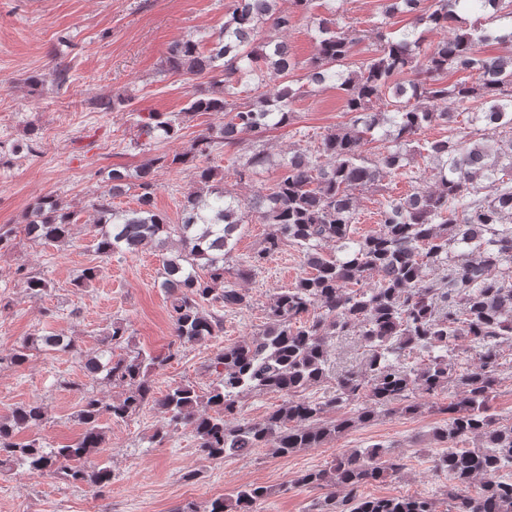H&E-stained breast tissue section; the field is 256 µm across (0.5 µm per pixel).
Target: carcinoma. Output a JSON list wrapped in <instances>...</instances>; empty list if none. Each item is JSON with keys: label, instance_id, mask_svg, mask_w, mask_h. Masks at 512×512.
Listing matches in <instances>:
<instances>
[{"label": "carcinoma", "instance_id": "obj_1", "mask_svg": "<svg viewBox=\"0 0 512 512\" xmlns=\"http://www.w3.org/2000/svg\"><path fill=\"white\" fill-rule=\"evenodd\" d=\"M381 0L377 22L378 49L361 69L346 73L345 60L354 31L333 16L312 18L315 57L308 82L332 85L344 92L351 123L326 135L312 157L294 152L279 163V177L266 194H259L244 209L224 188L214 183L209 167L196 171L199 188L184 196L181 223L169 224L154 210L152 187L158 166L186 164L212 151L215 144L233 150L234 166L244 179L270 165L268 154L243 145L240 134H261L293 119L298 91L281 83L269 87L267 76L281 78L295 69L288 44L270 38L256 43L262 24L286 32L295 15L278 7L279 0H235L224 31L210 47L200 50L191 39L169 45L165 64L172 72L207 74L224 69V90L217 94L193 93L187 112H228L230 118L216 134L202 135L182 154L149 159L135 171L141 194L138 208L116 211L111 200L127 192L130 175L112 169L109 184L96 205V252L135 253L152 247L163 253L160 287L171 297L173 335L179 345L196 344L223 330L222 311L241 309L247 295L225 278L224 264L235 246V232L249 218L270 224L274 231L248 267L238 270L247 278L285 244L303 254L310 272L277 294L262 332L226 347L210 365L216 379L204 395L195 386L178 384L158 396L150 380L152 370L175 358L144 355L137 351L114 356L112 349L125 341L126 329L112 323L97 348L83 354L85 375L95 382L124 388L122 397L105 402L94 392L81 398L78 420L81 436L55 447L39 436L46 422L43 403L32 400L0 416V473L26 468L87 483L101 489L112 482L107 466L93 470L84 462L104 447L108 421H123L143 406L153 404L165 415L161 436L189 426L200 451L222 460L273 444L279 455L299 448H317L345 432L353 419L334 417L342 407L364 401L357 419L367 423L378 406L413 413L411 395H436L448 385L456 389L448 403L445 425L434 430L439 441L451 444L435 460V470L448 474L459 490L454 512H512V481L499 474L512 470V422L503 423L488 413L495 385L501 346L512 337V26L490 29L481 21L459 20L464 0ZM399 14L414 21L395 31ZM453 33L435 43L426 42L421 25ZM496 41L509 53L488 57L482 45ZM469 72L477 81L443 82L450 72ZM413 75L407 83L393 79ZM254 82L257 96L238 101L237 85ZM386 100L385 109L375 108ZM452 101L470 110L479 103L465 126L451 128L446 138L421 140L420 132L433 124L456 122L457 115L439 110ZM139 134L154 141L178 136L180 122L149 112L139 117ZM383 130L385 150L370 158L362 147ZM507 130L508 138L491 140L487 131ZM433 162L434 187L417 189L406 197H388L379 211V230L355 236V190L384 191L386 174L404 169L416 158ZM34 218L24 226L33 242L64 243L70 219L52 195L40 197ZM333 244L336 252H325ZM26 288L38 299L48 292L45 279L26 275ZM333 336H357L368 348L361 372L336 375V387L320 399L302 392L328 382V342ZM467 342L472 368L455 369L458 342ZM72 351L67 336L25 339L7 357L21 366L29 352ZM427 362H409L414 352ZM246 390L277 392L288 397L261 422L239 413L240 395ZM31 431L26 441L18 433ZM476 440L469 448L465 443ZM464 447H459V444ZM380 445L333 458L322 469L297 477L301 486L331 487L318 512H436L427 497H365L360 487L399 468ZM474 495H460L477 479ZM260 486L239 488L233 503L218 497L209 512H256L264 498Z\"/></svg>", "mask_w": 512, "mask_h": 512}]
</instances>
